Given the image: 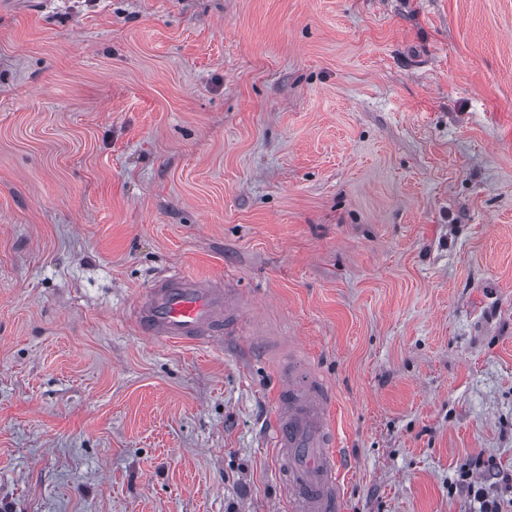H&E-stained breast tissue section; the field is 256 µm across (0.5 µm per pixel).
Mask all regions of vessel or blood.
I'll use <instances>...</instances> for the list:
<instances>
[{"label": "vessel or blood", "mask_w": 512, "mask_h": 512, "mask_svg": "<svg viewBox=\"0 0 512 512\" xmlns=\"http://www.w3.org/2000/svg\"><path fill=\"white\" fill-rule=\"evenodd\" d=\"M242 299L227 285L181 271L155 278L136 302L133 317L150 338L181 343L221 339L240 319ZM324 382L298 358L281 370L271 417L270 443L285 477L289 512H343L336 446Z\"/></svg>", "instance_id": "obj_1"}]
</instances>
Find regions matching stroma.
<instances>
[{
  "mask_svg": "<svg viewBox=\"0 0 512 512\" xmlns=\"http://www.w3.org/2000/svg\"><path fill=\"white\" fill-rule=\"evenodd\" d=\"M172 270L236 332L142 336ZM295 351L344 512H512V0L0 9V512H279Z\"/></svg>",
  "mask_w": 512,
  "mask_h": 512,
  "instance_id": "35a3bbf8",
  "label": "stroma"
}]
</instances>
